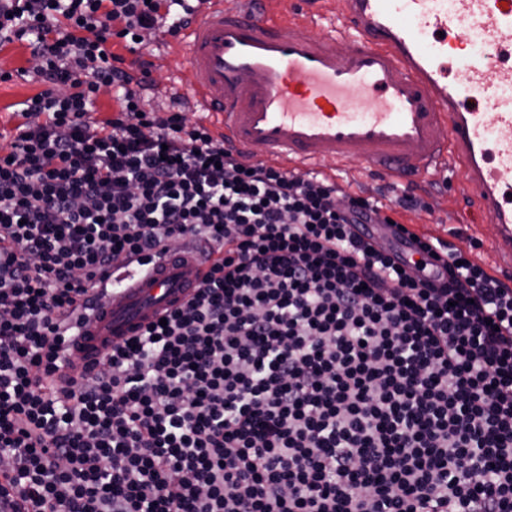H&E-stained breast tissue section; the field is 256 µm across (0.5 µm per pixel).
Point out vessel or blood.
Returning <instances> with one entry per match:
<instances>
[{
  "mask_svg": "<svg viewBox=\"0 0 512 512\" xmlns=\"http://www.w3.org/2000/svg\"><path fill=\"white\" fill-rule=\"evenodd\" d=\"M258 2L206 0L186 29L192 94L225 143L302 172L356 160L396 178L460 173L512 259V0H338L330 21L301 23L266 19ZM207 271L188 246L114 271L59 377L81 378Z\"/></svg>",
  "mask_w": 512,
  "mask_h": 512,
  "instance_id": "1",
  "label": "vessel or blood"
}]
</instances>
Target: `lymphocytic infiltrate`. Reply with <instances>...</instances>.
<instances>
[{"mask_svg": "<svg viewBox=\"0 0 512 512\" xmlns=\"http://www.w3.org/2000/svg\"><path fill=\"white\" fill-rule=\"evenodd\" d=\"M192 11L0 0L43 86L0 157V512H512V286L477 241L243 159L181 97L144 110L124 55ZM191 242L194 295L54 383L114 265Z\"/></svg>", "mask_w": 512, "mask_h": 512, "instance_id": "obj_1", "label": "lymphocytic infiltrate"}]
</instances>
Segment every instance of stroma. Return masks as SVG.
I'll list each match as a JSON object with an SVG mask.
<instances>
[{"label":"stroma","mask_w":512,"mask_h":512,"mask_svg":"<svg viewBox=\"0 0 512 512\" xmlns=\"http://www.w3.org/2000/svg\"><path fill=\"white\" fill-rule=\"evenodd\" d=\"M185 36L155 39L140 56L151 65L155 88L146 92V107L165 103L171 95L188 96L190 73L183 45ZM33 61L30 50L21 42L0 46V72L11 73L9 81H0V147H7L10 135L20 118L17 110L21 102L41 91L39 82L29 76ZM336 180L346 191L364 197L390 202L410 192L420 205L400 213L399 219L421 234L444 238L456 245H465L467 239L479 241L476 259L489 272L512 285V269L502 267L496 249V228L489 223L472 221L468 201L453 187L445 184L443 175L421 178L390 179L358 162L337 167Z\"/></svg>","instance_id":"stroma-1"}]
</instances>
